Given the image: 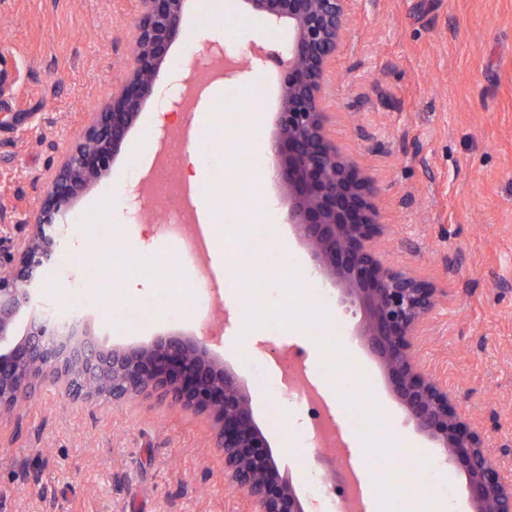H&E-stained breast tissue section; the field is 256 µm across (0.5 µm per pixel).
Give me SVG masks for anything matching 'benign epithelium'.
Instances as JSON below:
<instances>
[{
  "instance_id": "1",
  "label": "benign epithelium",
  "mask_w": 512,
  "mask_h": 512,
  "mask_svg": "<svg viewBox=\"0 0 512 512\" xmlns=\"http://www.w3.org/2000/svg\"><path fill=\"white\" fill-rule=\"evenodd\" d=\"M189 0H138L134 58L112 97L87 113L81 133L52 180L35 188L38 205L20 242L0 239V414L31 400L35 386H61L73 399L120 404L153 397L168 408L206 417L224 457V479L254 512H305L292 481L280 474L237 374L216 358L209 338L183 334L104 351L33 318L17 333L20 312L55 263L62 227L79 196L111 173L125 151L172 44L183 34ZM252 13L295 30L282 67L274 178L292 197L288 223L312 248L313 274L343 284L341 302L357 304L364 336L392 392L422 436L446 450L466 477L472 512H512V480L492 459L485 437L459 414L448 384L413 356L418 331L433 314L438 288L384 264L370 243L383 232L373 204L376 181L348 162L329 137L322 90L343 39L349 0H245Z\"/></svg>"
}]
</instances>
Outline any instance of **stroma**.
Returning <instances> with one entry per match:
<instances>
[{
    "instance_id": "1",
    "label": "stroma",
    "mask_w": 512,
    "mask_h": 512,
    "mask_svg": "<svg viewBox=\"0 0 512 512\" xmlns=\"http://www.w3.org/2000/svg\"><path fill=\"white\" fill-rule=\"evenodd\" d=\"M137 13V0H0V238L27 234L34 185L122 81ZM211 13V0H190L126 150L78 198L56 264L19 327L43 316L44 302L64 310L80 298L104 348L170 333L209 336L212 353L251 394L254 418L306 512H324L333 494L304 474L316 440L296 400L271 386L280 373L274 354L302 352L323 404L330 379L322 368L336 359L350 368V391L372 389L379 425L430 460L407 474L400 512H412V489L425 481L466 512L464 474L408 421L360 334L361 309L339 305V287L311 278L310 294L290 299L263 255L248 250L242 261L261 274L229 296L205 249L182 256L175 281L130 292L136 252L173 249L159 222L144 218L141 151L173 126L206 141L200 164L221 210L241 206L246 221L261 206L268 221L255 225L256 239L275 224L277 243L303 269L313 263L287 222V189L271 180L255 196L235 177L251 165L235 147L272 142L283 98L273 60L251 47L278 51L293 33L229 0L228 41L223 28H204ZM324 101L331 137L376 179L384 263L439 290L417 357L457 394L492 458L512 470V0H351ZM84 281L94 285L86 296ZM121 307L136 309V320L116 319ZM332 325L336 334H326ZM214 444L205 417L153 399L72 400L44 383L0 415V512H249L245 493L225 485Z\"/></svg>"
}]
</instances>
